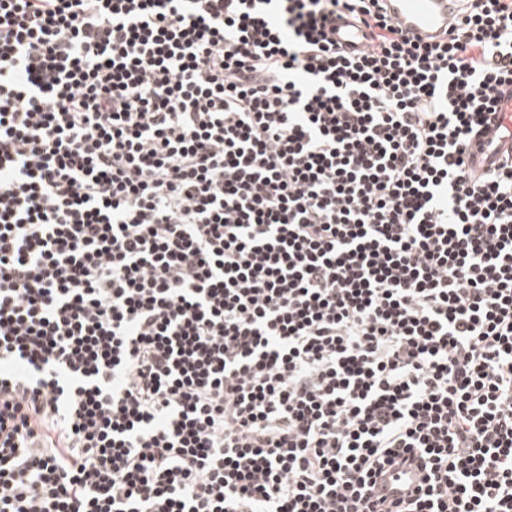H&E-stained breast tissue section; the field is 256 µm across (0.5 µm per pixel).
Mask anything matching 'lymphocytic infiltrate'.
I'll return each mask as SVG.
<instances>
[{
	"label": "lymphocytic infiltrate",
	"mask_w": 512,
	"mask_h": 512,
	"mask_svg": "<svg viewBox=\"0 0 512 512\" xmlns=\"http://www.w3.org/2000/svg\"><path fill=\"white\" fill-rule=\"evenodd\" d=\"M508 91L512 0H0V512H512ZM393 21L420 37L439 36L454 24L452 1L385 0ZM336 41L348 50H364L369 45L367 31L352 22L339 21L336 23ZM500 126L506 127L511 132V137H500ZM483 140L486 144L485 150L474 155L473 163L476 167L489 166L505 150L512 152V97L509 92L501 99L498 111L490 115V122L487 124ZM491 144L492 148L487 149Z\"/></svg>",
	"instance_id": "obj_1"
}]
</instances>
